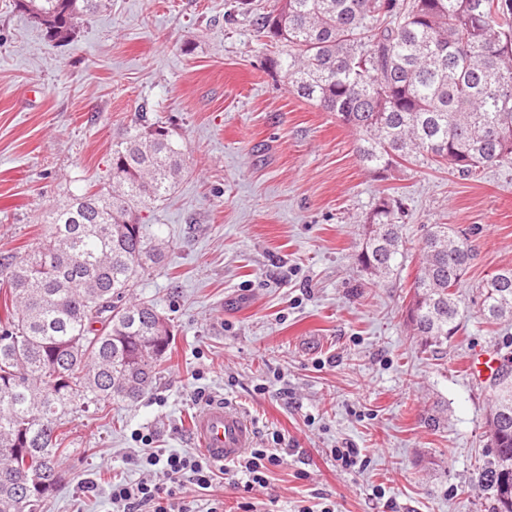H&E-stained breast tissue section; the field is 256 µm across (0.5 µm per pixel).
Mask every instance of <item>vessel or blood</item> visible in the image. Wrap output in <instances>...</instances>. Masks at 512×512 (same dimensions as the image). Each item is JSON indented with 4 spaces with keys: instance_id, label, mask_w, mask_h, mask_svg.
<instances>
[{
    "instance_id": "1",
    "label": "vessel or blood",
    "mask_w": 512,
    "mask_h": 512,
    "mask_svg": "<svg viewBox=\"0 0 512 512\" xmlns=\"http://www.w3.org/2000/svg\"><path fill=\"white\" fill-rule=\"evenodd\" d=\"M254 427L241 411L215 403L199 413L193 424V439L213 461L236 460L251 447Z\"/></svg>"
}]
</instances>
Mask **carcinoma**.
<instances>
[{
  "label": "carcinoma",
  "instance_id": "1",
  "mask_svg": "<svg viewBox=\"0 0 512 512\" xmlns=\"http://www.w3.org/2000/svg\"><path fill=\"white\" fill-rule=\"evenodd\" d=\"M73 40L107 0H16ZM258 29L288 45L270 60L298 97L358 134V157L379 173L408 159L474 177L512 167V0H274ZM184 152L146 115L112 142L110 189L90 186L52 210L48 238L0 269L10 297L0 327V512H39L58 483L61 430L106 400L136 401L171 348L155 336L157 307L126 301L163 249L138 207L173 190ZM397 200L381 199L358 263L385 278L406 248ZM475 259L470 236L428 224L418 254L410 323L438 354L461 329L458 288ZM472 303L494 323L512 317V266L476 285ZM486 418L491 458L481 473L488 512H512V356L493 378ZM32 470L39 482L16 475Z\"/></svg>",
  "mask_w": 512,
  "mask_h": 512
}]
</instances>
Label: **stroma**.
<instances>
[{
    "mask_svg": "<svg viewBox=\"0 0 512 512\" xmlns=\"http://www.w3.org/2000/svg\"><path fill=\"white\" fill-rule=\"evenodd\" d=\"M283 51L237 0H112L65 46L0 0V262L39 246L45 211L106 182L139 109L185 152L175 191L139 212L164 258L134 296L170 319V357L141 400L73 417L43 512H112L113 479L143 476L136 433L196 454L195 416L224 400L253 417L257 445L277 432L288 450L257 491L225 480L226 512H484L490 378L467 362L505 353L512 320L485 323L470 301L512 266V168L378 174L355 131L270 72ZM384 197L403 204L409 250L377 278L357 256ZM429 224L471 229L476 253L463 326L434 356L408 317ZM347 446L360 462L345 470L330 451Z\"/></svg>",
    "mask_w": 512,
    "mask_h": 512,
    "instance_id": "stroma-1",
    "label": "stroma"
}]
</instances>
